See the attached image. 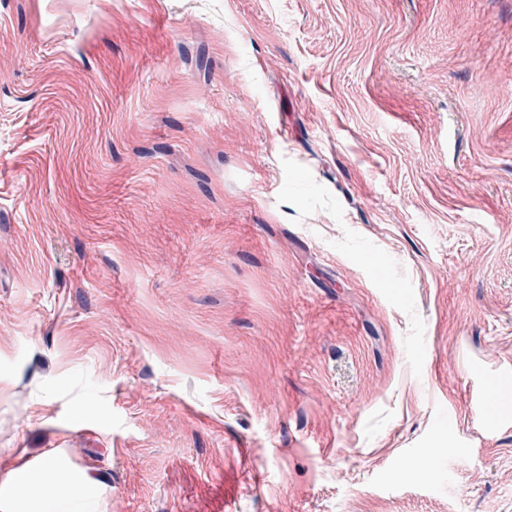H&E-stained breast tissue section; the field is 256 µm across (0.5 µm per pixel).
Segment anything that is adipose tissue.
Listing matches in <instances>:
<instances>
[{
	"label": "adipose tissue",
	"instance_id": "ef3b65f1",
	"mask_svg": "<svg viewBox=\"0 0 512 512\" xmlns=\"http://www.w3.org/2000/svg\"><path fill=\"white\" fill-rule=\"evenodd\" d=\"M45 485L53 486L52 495L41 494ZM86 485L56 457L35 468L19 466L0 480V512H71L73 505L85 501Z\"/></svg>",
	"mask_w": 512,
	"mask_h": 512
}]
</instances>
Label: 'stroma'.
I'll return each mask as SVG.
<instances>
[{"mask_svg":"<svg viewBox=\"0 0 512 512\" xmlns=\"http://www.w3.org/2000/svg\"><path fill=\"white\" fill-rule=\"evenodd\" d=\"M55 454L512 512V0H0V478Z\"/></svg>","mask_w":512,"mask_h":512,"instance_id":"obj_1","label":"stroma"}]
</instances>
